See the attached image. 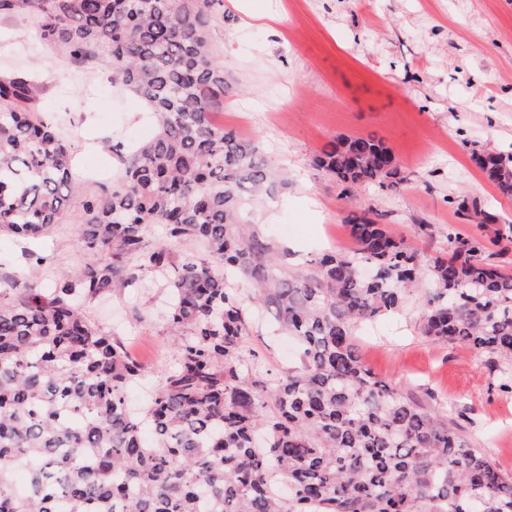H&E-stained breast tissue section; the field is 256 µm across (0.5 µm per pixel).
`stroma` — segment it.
<instances>
[{"mask_svg": "<svg viewBox=\"0 0 512 512\" xmlns=\"http://www.w3.org/2000/svg\"><path fill=\"white\" fill-rule=\"evenodd\" d=\"M223 12L210 36L233 91L218 119L288 175L274 203L246 219L281 226L277 238L297 261L350 247L347 218L354 213L379 214L396 236L432 256L446 251L448 229L493 235L458 214L461 197L512 222V199L498 194L471 160L481 147L512 152V0H239ZM272 12L279 22L263 24L262 15ZM1 70L27 73L36 83V106L61 126L83 195L118 181L113 144L150 133L140 100L108 84L107 63L78 68L65 50L42 44L24 15H0ZM367 135L392 150L408 179L344 195L315 159L337 138ZM80 208L73 203L41 240L1 233L0 276L14 271L27 250L46 259L44 288L91 262L77 242ZM422 224L437 227L434 240L420 239ZM427 295L426 286L414 288L399 311L362 334L361 358L378 378L467 408V444L512 476V393L499 391L473 349L420 334ZM86 313L145 367V382L127 390L128 403L141 406L174 356L164 288L148 277ZM246 345L273 373L299 361L295 342L264 325L253 328Z\"/></svg>", "mask_w": 512, "mask_h": 512, "instance_id": "stroma-1", "label": "stroma"}]
</instances>
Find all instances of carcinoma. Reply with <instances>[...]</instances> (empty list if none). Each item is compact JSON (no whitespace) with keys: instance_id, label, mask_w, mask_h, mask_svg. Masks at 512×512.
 Returning <instances> with one entry per match:
<instances>
[{"instance_id":"carcinoma-1","label":"carcinoma","mask_w":512,"mask_h":512,"mask_svg":"<svg viewBox=\"0 0 512 512\" xmlns=\"http://www.w3.org/2000/svg\"><path fill=\"white\" fill-rule=\"evenodd\" d=\"M215 2L0 0V14H27L76 66L107 58L112 87L155 125L118 154L120 179L82 202L78 242L95 263L46 292L44 257L29 253L23 281L0 292V512H512V477L465 444L463 412L377 378L356 343L425 278L420 332L488 356L512 393V270L485 257L489 243L509 249L512 224L464 199L458 210L495 225L494 237L450 228L432 257L354 213L353 248L290 266L243 220L288 180L215 121L230 90L210 40ZM37 96L28 76L0 73V232L20 238L48 234L80 193ZM471 160L512 198L511 152ZM318 163L345 192L407 180L371 136L339 139ZM154 224L164 237L151 241ZM187 242L202 252L175 259ZM148 273L167 291L175 358L135 413L126 390L144 367L82 307ZM247 301L297 340V366L262 369L245 346Z\"/></svg>"}]
</instances>
